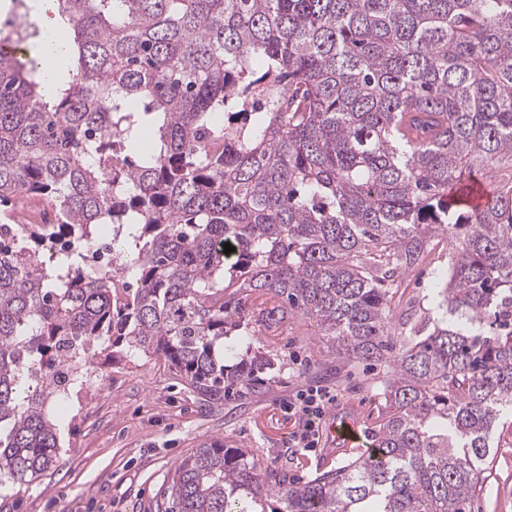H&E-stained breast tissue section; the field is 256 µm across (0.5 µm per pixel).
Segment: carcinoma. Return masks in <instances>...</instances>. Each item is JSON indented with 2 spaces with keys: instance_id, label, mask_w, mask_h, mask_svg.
I'll use <instances>...</instances> for the list:
<instances>
[{
  "instance_id": "carcinoma-1",
  "label": "carcinoma",
  "mask_w": 512,
  "mask_h": 512,
  "mask_svg": "<svg viewBox=\"0 0 512 512\" xmlns=\"http://www.w3.org/2000/svg\"><path fill=\"white\" fill-rule=\"evenodd\" d=\"M57 4L74 55L52 101L37 26L0 30V204L59 207L21 230L0 212V485L55 466L52 406L104 344L209 407L268 388L272 351L224 364L256 311L388 364L375 455L295 484L215 439L177 465L173 512H468L512 416V173L481 208L459 194L512 167V0ZM439 234L434 317L396 323L393 277ZM102 237L117 266L78 262Z\"/></svg>"
}]
</instances>
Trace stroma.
<instances>
[{"mask_svg": "<svg viewBox=\"0 0 512 512\" xmlns=\"http://www.w3.org/2000/svg\"><path fill=\"white\" fill-rule=\"evenodd\" d=\"M451 254V243L440 242L404 277L391 302L394 318L417 322L430 315L433 285L448 270ZM248 329L254 345L275 341L277 379L260 394L229 396L212 409L201 406L159 358L119 353L97 364V395L77 388L53 408L62 422L57 466L32 482L0 489V512H167L179 462L217 438L227 447L253 450L264 465L287 466L297 482L350 460L351 452L326 433L314 449L295 447L301 423L288 405L300 391L317 387L336 397L325 420L351 419L370 432L386 365L355 366L319 351L313 326L301 319L274 331L255 317ZM492 444V474L470 512H512V421L498 426Z\"/></svg>", "mask_w": 512, "mask_h": 512, "instance_id": "stroma-1", "label": "stroma"}]
</instances>
